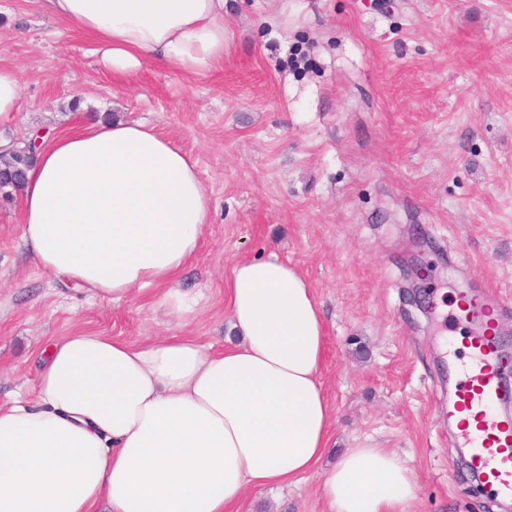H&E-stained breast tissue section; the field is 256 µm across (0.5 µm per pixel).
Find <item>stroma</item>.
I'll use <instances>...</instances> for the list:
<instances>
[{
    "instance_id": "stroma-1",
    "label": "stroma",
    "mask_w": 512,
    "mask_h": 512,
    "mask_svg": "<svg viewBox=\"0 0 512 512\" xmlns=\"http://www.w3.org/2000/svg\"><path fill=\"white\" fill-rule=\"evenodd\" d=\"M224 62L189 77L161 63L127 80L38 0H0V65L24 96L1 140L68 133L107 112L144 119L197 162L212 200L176 285L184 323L151 289L110 303L28 260L19 193L0 195V400L34 394L41 350L80 325L133 342L224 347V285L277 255L310 282L335 413L328 460L387 448L417 474L408 512H507L478 487L448 423L453 306L512 292V0H224ZM430 265L422 283L414 258ZM316 466L251 489L266 512H323Z\"/></svg>"
}]
</instances>
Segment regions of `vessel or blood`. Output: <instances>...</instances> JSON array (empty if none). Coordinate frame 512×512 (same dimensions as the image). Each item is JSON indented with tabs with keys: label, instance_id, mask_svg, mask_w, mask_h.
<instances>
[{
	"label": "vessel or blood",
	"instance_id": "1",
	"mask_svg": "<svg viewBox=\"0 0 512 512\" xmlns=\"http://www.w3.org/2000/svg\"><path fill=\"white\" fill-rule=\"evenodd\" d=\"M499 360L489 325L478 326L469 338L466 361L452 367L453 411L473 420L461 431L472 468L483 474L487 484L512 494V422L493 413L503 397Z\"/></svg>",
	"mask_w": 512,
	"mask_h": 512
}]
</instances>
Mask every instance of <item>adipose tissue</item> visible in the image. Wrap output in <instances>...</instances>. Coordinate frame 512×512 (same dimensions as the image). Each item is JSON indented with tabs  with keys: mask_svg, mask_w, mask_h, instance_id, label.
<instances>
[{
	"mask_svg": "<svg viewBox=\"0 0 512 512\" xmlns=\"http://www.w3.org/2000/svg\"><path fill=\"white\" fill-rule=\"evenodd\" d=\"M90 34L105 71L154 60L200 76L224 60V0H41ZM21 240L39 268L92 299L163 291L193 260L211 199L195 161L154 125L114 119L43 147L20 187ZM236 340L136 343L74 328L37 367L35 396L0 402V512H239L248 488L297 481L324 457L334 410L320 380L313 289L277 256L226 285ZM326 512H405L413 469L387 448H349L319 485Z\"/></svg>",
	"mask_w": 512,
	"mask_h": 512,
	"instance_id": "adipose-tissue-1",
	"label": "adipose tissue"
}]
</instances>
